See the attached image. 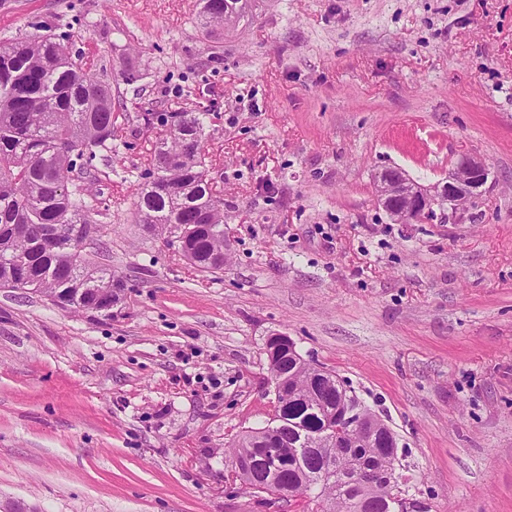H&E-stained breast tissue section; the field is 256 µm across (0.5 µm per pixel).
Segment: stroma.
Instances as JSON below:
<instances>
[{
  "mask_svg": "<svg viewBox=\"0 0 512 512\" xmlns=\"http://www.w3.org/2000/svg\"><path fill=\"white\" fill-rule=\"evenodd\" d=\"M198 10L0 0V39L44 25L107 69L125 143L86 179L111 309L0 288V512H300L225 479L281 332L394 430L423 512H512V0H251L223 35ZM174 111L204 115L214 273L136 217L144 115ZM463 153L490 177L462 222L379 206L377 173Z\"/></svg>",
  "mask_w": 512,
  "mask_h": 512,
  "instance_id": "stroma-1",
  "label": "stroma"
}]
</instances>
